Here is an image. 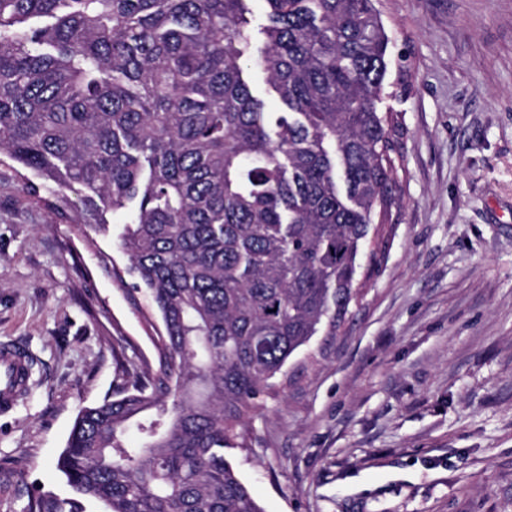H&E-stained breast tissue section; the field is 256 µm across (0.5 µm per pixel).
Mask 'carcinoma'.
Here are the masks:
<instances>
[{
	"label": "carcinoma",
	"mask_w": 512,
	"mask_h": 512,
	"mask_svg": "<svg viewBox=\"0 0 512 512\" xmlns=\"http://www.w3.org/2000/svg\"><path fill=\"white\" fill-rule=\"evenodd\" d=\"M248 2L0 0V156L41 180L31 196L77 193L96 235L127 214L161 323L159 369L82 408L57 459L104 512H263L226 450L340 329L395 204L379 0H264L257 27Z\"/></svg>",
	"instance_id": "1"
}]
</instances>
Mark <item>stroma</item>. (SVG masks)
<instances>
[{
    "label": "stroma",
    "mask_w": 512,
    "mask_h": 512,
    "mask_svg": "<svg viewBox=\"0 0 512 512\" xmlns=\"http://www.w3.org/2000/svg\"><path fill=\"white\" fill-rule=\"evenodd\" d=\"M379 8L405 83L389 246L229 459L264 512H512V0ZM126 220L88 245L0 161V340L34 361L0 416V512L72 497L56 461L79 410L156 366L111 274Z\"/></svg>",
    "instance_id": "1"
}]
</instances>
